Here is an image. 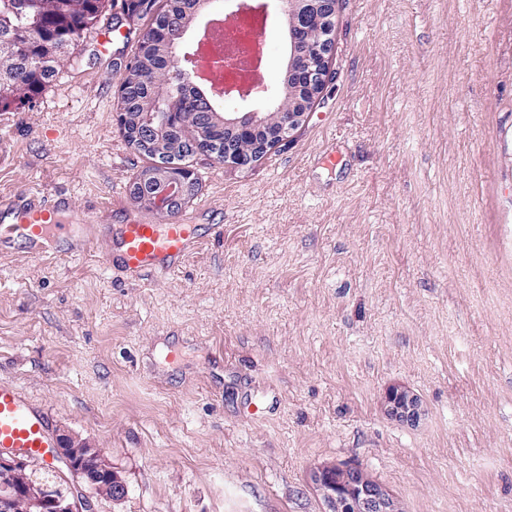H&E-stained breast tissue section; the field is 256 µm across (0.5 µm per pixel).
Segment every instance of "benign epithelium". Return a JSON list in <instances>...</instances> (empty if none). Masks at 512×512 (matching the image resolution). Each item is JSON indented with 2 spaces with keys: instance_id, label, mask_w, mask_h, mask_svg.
Here are the masks:
<instances>
[{
  "instance_id": "7a95c632",
  "label": "benign epithelium",
  "mask_w": 512,
  "mask_h": 512,
  "mask_svg": "<svg viewBox=\"0 0 512 512\" xmlns=\"http://www.w3.org/2000/svg\"><path fill=\"white\" fill-rule=\"evenodd\" d=\"M40 5L39 18H48L42 26L21 25L8 31L7 48L0 53V102L12 100L27 86L41 79L42 72L59 68L67 62L70 40L61 29L71 22L80 6L71 0H35ZM288 4V42L292 57L301 61L288 63L293 81L288 116L274 118L270 112H247L241 116L224 113V149H215V157L227 165L249 168L269 149L292 137L306 122L318 102L328 79L335 51L334 29L338 0H286ZM194 14L185 12L182 18L164 20L154 40L145 44L140 58L150 55L166 59L167 66L154 69L163 77L176 74L175 49L180 44ZM192 97L169 100L161 95L155 111L144 113V131L130 133L128 117L122 111L117 120L123 133L132 135V143L165 157L177 153V145L164 139L168 126L175 119L190 121ZM277 126L273 137H260L267 126ZM197 179L190 169L173 163L141 177L132 193L141 200L168 211L183 204L196 186ZM388 412L407 423L421 416L417 397L402 390H392L387 397ZM55 457L63 462L73 480L91 491L109 498L120 499L126 487L112 465L86 442L68 435L59 437ZM28 459L12 452L0 451V512H94L89 497L76 488L59 482L39 481L29 470ZM317 485L330 506V512H400L393 499L377 484L352 469H322L316 475Z\"/></svg>"
}]
</instances>
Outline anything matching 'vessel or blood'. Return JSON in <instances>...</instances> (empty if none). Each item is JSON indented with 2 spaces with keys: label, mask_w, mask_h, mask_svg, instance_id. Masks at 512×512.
<instances>
[{
  "label": "vessel or blood",
  "mask_w": 512,
  "mask_h": 512,
  "mask_svg": "<svg viewBox=\"0 0 512 512\" xmlns=\"http://www.w3.org/2000/svg\"><path fill=\"white\" fill-rule=\"evenodd\" d=\"M67 209L66 198L60 196L7 206V218L0 222V247L20 242L30 255L39 257L48 239L64 242L76 237L79 251L84 252L93 248L97 234L107 233L113 248L106 261L117 262L129 278L141 279L175 272L199 243L195 225L154 224L143 218L114 229L102 224L88 232L83 224L63 221ZM57 445L48 415L30 405L16 388L0 385V448L49 463Z\"/></svg>",
  "instance_id": "1"
}]
</instances>
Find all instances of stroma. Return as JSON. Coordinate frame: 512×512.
I'll return each mask as SVG.
<instances>
[{
    "mask_svg": "<svg viewBox=\"0 0 512 512\" xmlns=\"http://www.w3.org/2000/svg\"><path fill=\"white\" fill-rule=\"evenodd\" d=\"M149 15L104 0L53 82L0 110V200L197 225L166 276L0 251V384L126 485L95 512H328L352 467L401 512H512V0H339L335 77L248 168L199 152L172 217L117 121ZM107 40H99L101 28ZM265 74L288 60L272 11ZM177 359H170V352ZM417 396L418 422L387 413ZM388 412L407 423H415L421 416V404L416 396L402 390H392L387 397Z\"/></svg>",
    "mask_w": 512,
    "mask_h": 512,
    "instance_id": "stroma-1",
    "label": "stroma"
}]
</instances>
